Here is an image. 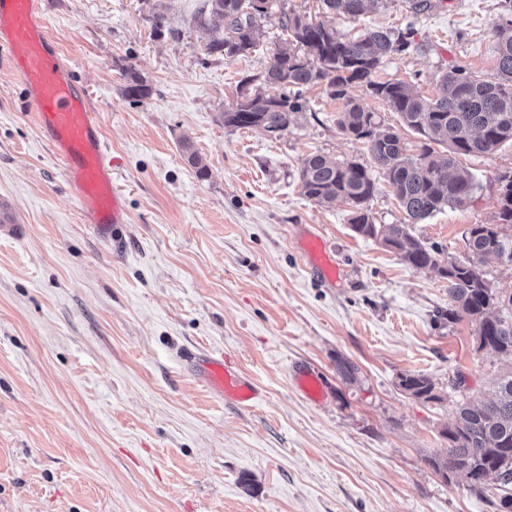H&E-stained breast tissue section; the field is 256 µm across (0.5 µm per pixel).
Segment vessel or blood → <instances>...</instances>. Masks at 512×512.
Segmentation results:
<instances>
[{"instance_id": "obj_1", "label": "vessel or blood", "mask_w": 512, "mask_h": 512, "mask_svg": "<svg viewBox=\"0 0 512 512\" xmlns=\"http://www.w3.org/2000/svg\"><path fill=\"white\" fill-rule=\"evenodd\" d=\"M7 59L17 76L27 107L38 130L58 160L65 182L80 203L81 216L101 239H109L116 225L127 223L124 192L112 179L109 146L101 133L86 88L49 37L40 0H0V59ZM20 229L11 201L0 197V235ZM305 247L317 280L335 284L338 270L324 241L310 237ZM184 360L194 376L225 404L251 407L260 393L253 380L231 357L206 351L186 353ZM296 382L311 400L320 399L319 373L299 368Z\"/></svg>"}]
</instances>
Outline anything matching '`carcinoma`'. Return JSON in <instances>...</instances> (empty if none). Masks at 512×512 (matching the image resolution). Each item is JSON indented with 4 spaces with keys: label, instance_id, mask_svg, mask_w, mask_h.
I'll use <instances>...</instances> for the list:
<instances>
[{
    "label": "carcinoma",
    "instance_id": "carcinoma-1",
    "mask_svg": "<svg viewBox=\"0 0 512 512\" xmlns=\"http://www.w3.org/2000/svg\"><path fill=\"white\" fill-rule=\"evenodd\" d=\"M255 13L246 12V0H206L196 16L211 38L207 52L228 58L250 51L258 33V20L269 15L276 0H260ZM327 12L351 17L372 13L385 0H321ZM493 22L496 68L490 79H480L461 64L441 77L433 98L415 93L403 82H378L372 74L392 53L409 50L410 33L384 29L354 39L336 36L323 22L306 24L294 12H280L288 42L273 54L264 73L241 81L240 96L224 111V124L280 134L308 111L304 91L321 86L333 98L345 100L337 119L349 138L367 146L372 166L330 161L319 154L307 156L300 170L302 190L319 205L342 201L352 207L351 228L357 235L381 238L383 245L408 265L436 268L448 281V322L466 314L478 320L479 348H489L508 365L495 381V397L459 408L457 422L442 431L448 454L430 463L445 479L454 478L480 494L489 490L483 476L506 487L512 484V292L493 289L482 267L512 263V176L502 178L497 224H472L465 233L467 256L438 267L436 251L415 239L407 226L444 207L464 205L475 189L474 179L459 168V159L490 154L512 143V0H501ZM363 84L368 92L398 113L403 127L423 140L421 153L406 154L405 141L395 129H377L374 113L348 96V88ZM127 97L141 101L150 89L135 72L125 87ZM446 149L445 155L433 145ZM387 182L406 215L402 224L373 222L369 201L377 190L372 169ZM399 386L425 402L440 400L434 383L425 375L400 376Z\"/></svg>",
    "mask_w": 512,
    "mask_h": 512
}]
</instances>
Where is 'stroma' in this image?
<instances>
[{
  "instance_id": "1",
  "label": "stroma",
  "mask_w": 512,
  "mask_h": 512,
  "mask_svg": "<svg viewBox=\"0 0 512 512\" xmlns=\"http://www.w3.org/2000/svg\"><path fill=\"white\" fill-rule=\"evenodd\" d=\"M41 2L101 115L129 221L110 242L82 224L0 61V197L23 226L0 236V512H497L498 490L447 482L430 459L446 455L459 406L490 397L499 357L479 348L470 317L448 322L436 271L356 235L346 203L302 191L308 155L370 162L337 126L342 101L309 88L308 112L281 134L224 123L241 80L280 44L279 13L260 21L254 49L227 58L206 51L204 0ZM433 2L416 17L408 0L356 18L320 0L282 7L347 38L411 27L410 50L374 78L431 97L450 64L493 75L501 0ZM131 70L151 89L143 101L125 94ZM463 164L471 201L408 227L443 266L464 257L468 225L493 223L512 145ZM314 231L340 268L335 285L307 273ZM197 349L232 355L262 401L211 396L181 365ZM296 361L320 372L322 400L297 389ZM407 373L430 377L438 401L406 394Z\"/></svg>"
}]
</instances>
